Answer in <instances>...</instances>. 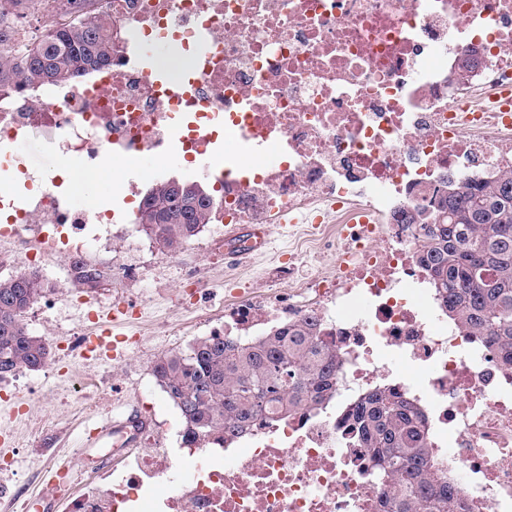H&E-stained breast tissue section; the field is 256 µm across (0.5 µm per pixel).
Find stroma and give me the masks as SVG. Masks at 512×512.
I'll list each match as a JSON object with an SVG mask.
<instances>
[{
	"label": "stroma",
	"mask_w": 512,
	"mask_h": 512,
	"mask_svg": "<svg viewBox=\"0 0 512 512\" xmlns=\"http://www.w3.org/2000/svg\"><path fill=\"white\" fill-rule=\"evenodd\" d=\"M202 166V161L191 163L180 157L162 162L148 153L139 155L133 165L116 157L100 171L107 184L100 188L99 200L116 201L110 182L117 178L136 182L144 191L163 178L199 179ZM84 233L88 262L108 272L92 292L73 287L66 255L36 260L34 241L0 243V276L35 270L49 286L46 302L35 305L26 317L32 334L50 348L47 364L0 381V433L9 437L0 444V458L13 461L10 470H0V493L25 487L34 496L31 512H42L48 501L52 512H69L70 502L101 478L97 465L101 453H108L110 469L122 467L129 449L120 438L110 435L91 444L87 436L108 419L127 418L142 400L153 406L156 446L180 458V412L158 385L154 363L166 353L188 352L195 339L223 328L227 286L261 289L276 282L279 255L288 241L279 225H270L267 250L248 263L232 265L225 262L224 248L208 228L174 254L159 251L136 224H89ZM124 263L139 267V278L111 277L112 266ZM193 279L198 282L195 298L207 312L203 318L178 298L179 289ZM119 301L144 305L147 316L146 321L123 324V331L135 333L136 341L119 366L87 364L75 351L62 349V342L72 341L74 334L93 331L89 313ZM48 460L67 462L72 470L63 492H54L41 479Z\"/></svg>",
	"instance_id": "1"
}]
</instances>
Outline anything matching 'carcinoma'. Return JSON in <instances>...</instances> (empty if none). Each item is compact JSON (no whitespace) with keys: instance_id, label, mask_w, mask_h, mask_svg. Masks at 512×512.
<instances>
[{"instance_id":"cac0c4a2","label":"carcinoma","mask_w":512,"mask_h":512,"mask_svg":"<svg viewBox=\"0 0 512 512\" xmlns=\"http://www.w3.org/2000/svg\"><path fill=\"white\" fill-rule=\"evenodd\" d=\"M48 0H0V89L60 85L112 64V24L94 12L95 0H60L68 20L44 13ZM41 12L29 44L16 46V17ZM168 181L154 183L141 200L137 223L162 250L173 253L210 223L215 206L197 205L189 223L159 224L182 199ZM459 190L438 200L431 215L419 207L402 215L417 233V264L438 288L448 318L486 339L500 364L512 367V174L494 181L455 180ZM74 283L98 288L106 272L72 262ZM36 272L0 279V380L48 361L44 340L25 317L45 296ZM313 312L277 323L242 340L221 331L196 340L189 353L158 358L153 373L180 411L183 445L222 448L257 420L278 423L315 411L335 392L342 353L323 339ZM388 480L393 512H458L457 489L432 464L420 408L395 390H379L344 418Z\"/></svg>"}]
</instances>
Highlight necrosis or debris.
<instances>
[{
    "label": "necrosis or debris",
    "instance_id": "4bbe7bcc",
    "mask_svg": "<svg viewBox=\"0 0 512 512\" xmlns=\"http://www.w3.org/2000/svg\"><path fill=\"white\" fill-rule=\"evenodd\" d=\"M112 64L65 86L0 96V170L21 168L23 132L99 167L170 148L197 159L222 132L246 135L271 165L215 172L217 223L288 227L286 287L230 291L224 315L250 333L312 311L344 352L332 403L257 423L222 452L174 462L147 448L104 474L71 512H388L386 482L347 432L346 413L392 388L419 406L436 467L463 512H512V370L457 328L416 262L402 212L426 205L448 174L512 172V124L492 103L512 86V0H102ZM213 63L156 85L135 48L167 44ZM480 48L463 82L456 62ZM31 196L0 195L1 240L36 235L42 256H81L86 224L117 209L72 211L62 176L36 174ZM331 267H324L325 257Z\"/></svg>",
    "mask_w": 512,
    "mask_h": 512
}]
</instances>
